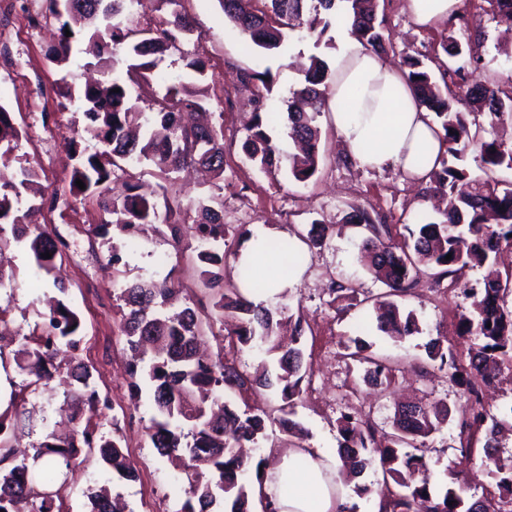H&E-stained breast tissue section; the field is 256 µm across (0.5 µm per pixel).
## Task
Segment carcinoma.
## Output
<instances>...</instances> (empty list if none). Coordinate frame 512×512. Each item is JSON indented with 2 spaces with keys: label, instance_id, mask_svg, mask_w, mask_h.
<instances>
[{
  "label": "carcinoma",
  "instance_id": "obj_1",
  "mask_svg": "<svg viewBox=\"0 0 512 512\" xmlns=\"http://www.w3.org/2000/svg\"><path fill=\"white\" fill-rule=\"evenodd\" d=\"M49 8L60 21L57 44L48 51L47 59L64 70L59 79L62 97L78 99L83 105L84 127L98 147L91 153L71 144L79 159L70 179L73 195L93 198L112 220L94 227L92 233L101 238L108 235V225L114 224L128 236L144 231V225L162 220L171 240L180 245L188 229L181 224L180 205L164 200V212L158 203L140 192L136 183H128L118 197L108 192L115 171L129 166H153L169 172L191 164H201L218 174L224 173V121L213 118L204 106L208 80L205 61L199 57H183L186 68L195 74V81L170 85L154 99L151 112L141 111L132 98L128 83L138 74L150 70L168 51H181L182 44L193 35L188 16L172 10L165 27H129L120 19L125 0H48ZM219 0L225 16L260 49L269 53L279 50L285 41L295 37L315 39V45L332 49L322 38L332 22L348 27L349 34L374 52L385 51L382 23L377 21L379 0ZM86 32L83 52L89 57L85 66L103 63L107 47H112V76L86 84L78 89L74 77L64 69L72 50V37L66 31L74 28ZM454 59L453 72L462 74L474 58H460L457 41L442 44ZM123 52V59L115 58ZM406 79L418 104L431 112L444 132L448 143L447 155L432 174L435 188L448 193V206L433 220L422 219L407 228L408 237L400 244L382 238L371 217L357 211L350 223L369 233L361 261L375 278L388 288V295L406 293L420 276L432 273L440 280L459 275L474 266L492 265V254L501 246H512V182L473 176L458 164L474 140L471 130H480L504 115L512 117V90L480 83L461 84L458 90L439 82L422 59V54L408 55L403 60ZM330 67L323 55L310 57L307 69L300 73L297 87L290 90L288 104V137L300 146L301 153L286 154L273 143L265 127L278 122L277 112H258L242 139L241 149L247 162L261 171L285 165L288 175L297 182L310 180L317 172L321 130L319 117L327 108V79ZM240 83L270 90L273 75L270 70L241 74ZM120 92L115 93L113 89ZM20 127L0 105V144L6 149L4 159L18 145ZM479 168L505 167L512 170V147L496 139H484L477 144ZM37 177L34 168L19 166L13 181L0 184V236L11 231L12 239L23 243L33 254L38 269L47 276L55 270V256L63 242L42 228L39 217L44 202L26 197ZM82 180L85 189L76 185ZM200 220L194 225L197 242L196 257L203 284L213 291L211 307L215 320L231 329L229 335L241 344L262 343L268 351L279 354L276 381H271L267 368L251 379L236 368L224 364V359L202 355L197 340L204 334L196 308L186 306L171 314L162 309L173 305L174 291L168 281L143 280L121 285L120 332L131 350L153 346L149 363H131L130 398L141 397V379L152 387V419L149 439L161 456L179 454L190 459L203 457L211 470L208 474L187 472L190 497L180 512H252V479L249 460L239 449L252 447L268 439L266 424L276 425L290 436L302 432L289 418L294 399L301 393L307 374L304 366L302 338L305 333L302 317L293 324L294 339L286 347L275 343L276 329L286 319L285 313L272 306L258 307L235 288L226 293L222 285L224 270V237L229 228L224 225V201L215 197L202 198L195 204ZM274 255L288 270L305 261L306 255L292 249L288 243H270ZM52 254L45 259L44 253ZM452 258L445 259L446 255ZM512 294V272L492 274L482 290L471 295V311L461 314L457 335L472 340L469 362H459L453 350L443 341L434 339L426 346L431 363L442 370L454 369L453 377L467 393L473 425L485 428L483 451L492 464L489 475L495 482L498 497L512 500V458L503 460L496 455L503 429L512 430V406L501 418H487L477 407L481 384L488 382L500 365L512 362V307L505 297ZM378 329L395 342L420 331L410 312H403L391 301L376 306ZM48 322L41 333L31 334L32 345L17 351V363L26 371L27 380L20 394H34L51 377L50 367L60 345L74 350L81 322L78 313L63 301L57 302L47 314ZM369 345L353 339L345 345L347 356L366 365L365 381L371 385L389 387L393 380L392 367L366 354ZM71 376L88 406L89 415H77L85 420L68 442L44 441L30 453L15 447L6 434L7 426L0 418V463L13 466L0 470V512H18L17 505L26 503L30 512H62L59 491L51 483L65 484L75 460L83 449L97 454L102 465L112 468L121 477H138L135 462L126 455L119 441L98 433L92 424L99 407H108L90 388L91 374L78 362ZM270 387L277 385L281 404L273 410L238 412L227 394L246 385ZM489 427H484L486 421ZM448 421V407L439 402L416 405L409 412L399 411L392 422V431L378 433L367 418L345 415L340 420L342 442L337 449L342 461V473L357 477L372 466L380 467L383 485L380 490L381 512H476L475 503L467 497V487L448 488L436 492L428 475L425 452L427 438ZM89 512H114L109 490L102 486L88 495Z\"/></svg>",
  "mask_w": 512,
  "mask_h": 512
}]
</instances>
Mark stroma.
<instances>
[{
  "mask_svg": "<svg viewBox=\"0 0 512 512\" xmlns=\"http://www.w3.org/2000/svg\"><path fill=\"white\" fill-rule=\"evenodd\" d=\"M483 4L484 0H473L459 18L422 31L406 13L404 0H382L383 26L391 41L388 60L398 63L404 56L421 52L433 58L434 69H443L448 57L440 43L454 38L465 54L480 60L478 67L470 69L468 82H502L512 74V28L484 10ZM181 9L191 17L196 32L185 43V50L203 58L214 74L207 86V107L224 115V172L217 176L186 169L161 176L153 167L142 166L126 174L116 173L113 192H120L126 179L141 181L154 191L155 201L177 198L185 207L181 218L189 226L197 219L193 202L202 196L222 197L224 222L230 227L224 246V285L228 288L239 285L235 263L245 244L242 232L253 234L276 227L304 233L316 220L330 227L326 243L309 253L300 283L289 287L277 301L286 314L304 318L303 349L309 373L294 400L292 418L306 435L298 439L273 432L271 441L252 452V461L272 464L276 449L297 445L332 456L341 440L343 414H367L373 424L386 430L398 402L440 400L447 404L450 415L428 440L426 460L432 485L442 491L462 483L476 499L493 493L482 450L484 433L475 430L469 437H460L465 400L449 374L427 373L425 352L426 343L438 337L459 356H466L469 343L458 336L457 323L470 307L465 289L482 287L485 269L467 270L455 281L437 283L420 278L398 300L401 309L417 318L419 333L396 342L379 331L373 309L364 299L383 294L386 287L363 266L364 237L346 218L354 211H367L385 224L387 238L400 241L406 225L432 214L430 204L420 196V185L397 173L356 168L346 158L325 115L320 118L321 161L312 180L299 183L289 178L287 171L264 173L246 163L241 140L256 103L252 90L240 83V73L270 70L273 86L264 102L286 113L289 90L300 80L295 63L315 53L314 42L296 38L278 53L265 55L246 46L218 0H182ZM59 26L46 0H0V103L7 104L22 129L13 155L37 171L45 192L44 221L49 231L67 243L56 258L51 277L42 275L24 245L12 241L0 245V267L15 274L14 280L0 287V305L10 309L5 325L0 326V369L9 382L0 411L12 416L7 433L20 448L32 447L49 435L59 440L70 434L76 400L67 393L62 374H55L37 394L22 397L18 390L26 374L15 361L24 335L44 324L49 301L65 298L81 320L76 355L91 370L93 388L109 401L108 409L99 416L102 430L120 437L124 453L139 469L138 479L129 481L93 458L77 465L60 490L67 512H89L87 494L102 485L119 498L124 512H179L188 497L187 478L150 445L148 432L154 411L148 396H141L135 404L129 399V351L119 330L117 284L170 278L180 306L208 299L209 291L199 275L194 248L185 243L173 247L162 223H155L139 241L114 228L108 239L93 236L104 213L94 201H80L69 193L74 165L69 143L74 140L80 147H88V139L82 136L85 120L78 106L60 107L61 73L46 59L48 49L57 41ZM190 79L179 53H170L140 79L135 90L140 107H147L166 86ZM112 244L121 256L116 265L108 259ZM58 279L67 285V295H60L55 287ZM339 283L357 288L361 304L337 301L333 289ZM356 337L369 343L375 357L392 366L390 390L382 392L365 385L362 366L344 358L345 343ZM202 342L207 352L223 355L225 364L243 373L252 375L260 367L276 366L274 354L263 345L243 346L229 336L209 333Z\"/></svg>",
  "mask_w": 512,
  "mask_h": 512,
  "instance_id": "obj_1",
  "label": "stroma"
}]
</instances>
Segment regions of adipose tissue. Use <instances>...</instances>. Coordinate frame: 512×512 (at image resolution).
<instances>
[{"instance_id":"ef3b65f1","label":"adipose tissue","mask_w":512,"mask_h":512,"mask_svg":"<svg viewBox=\"0 0 512 512\" xmlns=\"http://www.w3.org/2000/svg\"><path fill=\"white\" fill-rule=\"evenodd\" d=\"M329 107L345 155L357 167L426 179L447 144L428 112L419 108L402 70L352 37H345L332 75ZM286 231H262L241 250L238 268L252 279L242 292L253 304L276 301L302 277L301 269L269 268L264 243ZM274 512H339L348 489L336 460L312 448L277 452L263 481Z\"/></svg>"}]
</instances>
